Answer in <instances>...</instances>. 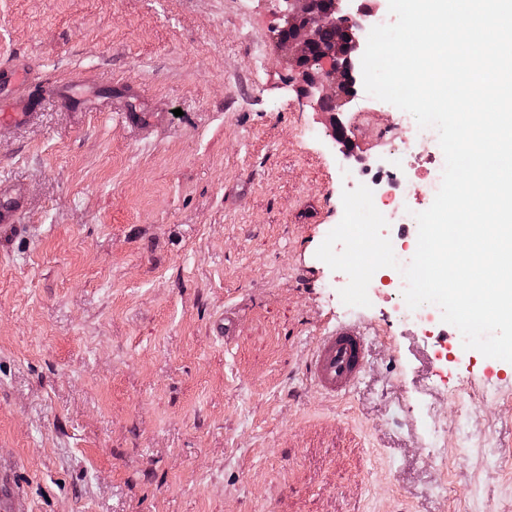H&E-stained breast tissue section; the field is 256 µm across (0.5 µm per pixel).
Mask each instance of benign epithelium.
I'll use <instances>...</instances> for the list:
<instances>
[{
  "mask_svg": "<svg viewBox=\"0 0 512 512\" xmlns=\"http://www.w3.org/2000/svg\"><path fill=\"white\" fill-rule=\"evenodd\" d=\"M283 2L287 26L277 34L278 42L288 46V62L299 74L302 94L333 112V96L327 89L337 85L351 96L356 94L361 62L354 52L375 12L365 0Z\"/></svg>",
  "mask_w": 512,
  "mask_h": 512,
  "instance_id": "1",
  "label": "benign epithelium"
}]
</instances>
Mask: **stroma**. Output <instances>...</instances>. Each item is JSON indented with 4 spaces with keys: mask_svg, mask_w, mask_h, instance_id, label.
<instances>
[{
    "mask_svg": "<svg viewBox=\"0 0 512 512\" xmlns=\"http://www.w3.org/2000/svg\"><path fill=\"white\" fill-rule=\"evenodd\" d=\"M284 24L279 0H0V67L31 88L0 123V207L24 196L0 230V475L25 512H512V363L439 361L392 268L348 306L316 256L353 178L438 136L398 152L362 89L322 111ZM343 323L364 368L332 399L306 358Z\"/></svg>",
    "mask_w": 512,
    "mask_h": 512,
    "instance_id": "35a3bbf8",
    "label": "stroma"
}]
</instances>
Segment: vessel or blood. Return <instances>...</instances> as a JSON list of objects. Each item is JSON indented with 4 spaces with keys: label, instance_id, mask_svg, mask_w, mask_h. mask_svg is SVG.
Returning <instances> with one entry per match:
<instances>
[{
    "label": "vessel or blood",
    "instance_id": "obj_1",
    "mask_svg": "<svg viewBox=\"0 0 512 512\" xmlns=\"http://www.w3.org/2000/svg\"><path fill=\"white\" fill-rule=\"evenodd\" d=\"M14 71L0 68V120L15 119L11 90ZM365 334L357 325H340L320 336L306 364L310 381L325 395H345L356 381L364 361Z\"/></svg>",
    "mask_w": 512,
    "mask_h": 512
}]
</instances>
